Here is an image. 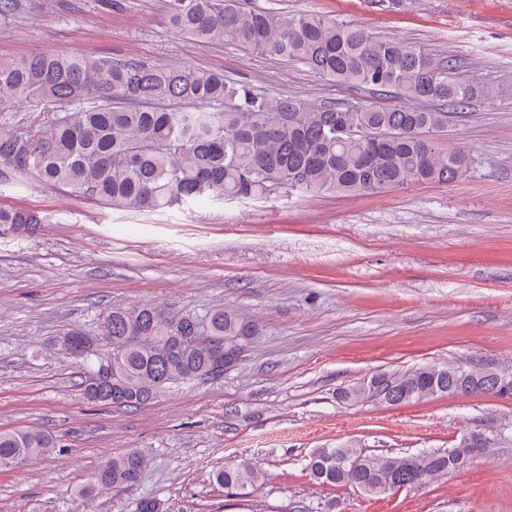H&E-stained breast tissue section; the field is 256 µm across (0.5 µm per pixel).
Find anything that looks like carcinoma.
Listing matches in <instances>:
<instances>
[{
    "label": "carcinoma",
    "mask_w": 512,
    "mask_h": 512,
    "mask_svg": "<svg viewBox=\"0 0 512 512\" xmlns=\"http://www.w3.org/2000/svg\"><path fill=\"white\" fill-rule=\"evenodd\" d=\"M165 18L201 42L230 41L245 50L300 63L328 81L365 87L389 104L312 105L269 99L224 73L122 56L64 51L0 57V117L33 106L24 130L0 128V181L34 179L115 210L143 213L199 199H253L281 190L377 193L466 175L467 156L443 146L448 109L483 94L456 66L422 47L383 38L367 27L315 13L245 10L240 0H166ZM41 212L0 208V235L32 234ZM253 335V325L224 309L199 317L154 305L112 306L99 336L68 330L78 357L93 367L82 381L90 401L133 406L172 385L224 376L208 345ZM391 379L392 403L448 391L505 395L447 365H426ZM58 442L39 431L0 432V466L52 453ZM448 450L368 454L352 444L319 448L310 476L331 486L382 495L406 483L448 475ZM144 457L131 450L101 462L78 493L131 486ZM224 488L244 492L263 478L252 461L224 466Z\"/></svg>",
    "instance_id": "obj_1"
}]
</instances>
